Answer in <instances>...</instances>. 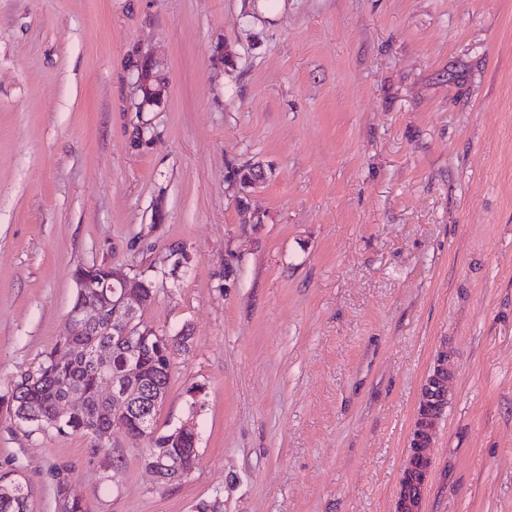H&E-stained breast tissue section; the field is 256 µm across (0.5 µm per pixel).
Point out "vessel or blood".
<instances>
[{
  "label": "vessel or blood",
  "instance_id": "vessel-or-blood-1",
  "mask_svg": "<svg viewBox=\"0 0 512 512\" xmlns=\"http://www.w3.org/2000/svg\"><path fill=\"white\" fill-rule=\"evenodd\" d=\"M449 378L437 375L423 385L426 412L422 418L423 431L414 432L410 468L404 474L400 500L403 512H421L428 494V474L434 463L429 448L433 441L432 431L438 427L446 409Z\"/></svg>",
  "mask_w": 512,
  "mask_h": 512
}]
</instances>
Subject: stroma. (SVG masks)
Segmentation results:
<instances>
[{
  "label": "stroma",
  "instance_id": "1",
  "mask_svg": "<svg viewBox=\"0 0 512 512\" xmlns=\"http://www.w3.org/2000/svg\"><path fill=\"white\" fill-rule=\"evenodd\" d=\"M80 265L191 334L154 425L198 435L181 482L9 412ZM438 369L426 512H512V0H0V471L34 512L63 474L89 512H398Z\"/></svg>",
  "mask_w": 512,
  "mask_h": 512
}]
</instances>
